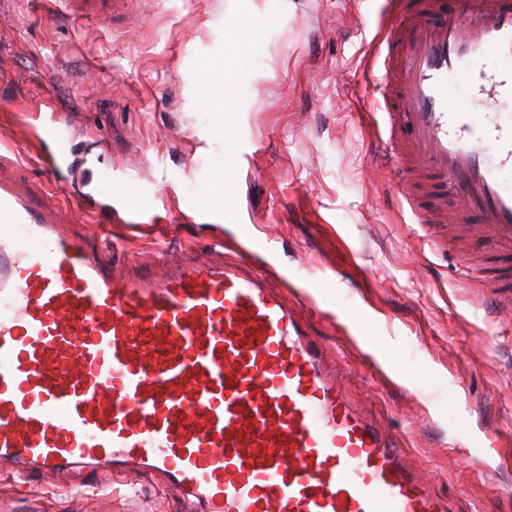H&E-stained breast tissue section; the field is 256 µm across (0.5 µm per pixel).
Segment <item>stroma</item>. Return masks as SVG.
<instances>
[{
	"label": "stroma",
	"instance_id": "stroma-1",
	"mask_svg": "<svg viewBox=\"0 0 512 512\" xmlns=\"http://www.w3.org/2000/svg\"><path fill=\"white\" fill-rule=\"evenodd\" d=\"M243 21L256 33L233 66L229 145L212 133L199 70ZM390 22L379 0H132L98 24L61 0H0V139L15 177L128 275L220 242L284 276L350 399L410 464L460 512H512V314L410 210L382 202L385 106L367 74ZM228 179L230 217L206 197ZM140 195L150 210L131 207ZM180 505L151 477L0 475V512Z\"/></svg>",
	"mask_w": 512,
	"mask_h": 512
}]
</instances>
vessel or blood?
Instances as JSON below:
<instances>
[{
	"label": "vessel or blood",
	"mask_w": 512,
	"mask_h": 512,
	"mask_svg": "<svg viewBox=\"0 0 512 512\" xmlns=\"http://www.w3.org/2000/svg\"><path fill=\"white\" fill-rule=\"evenodd\" d=\"M120 0H69L97 21ZM378 157L419 223L455 207L456 241L512 258V0H395ZM506 65L448 102V80ZM481 104L474 113L470 103ZM0 153V467L47 476L93 465L163 475L202 512H455L357 409L266 270L184 260L118 279L49 197Z\"/></svg>",
	"instance_id": "vessel-or-blood-1"
}]
</instances>
